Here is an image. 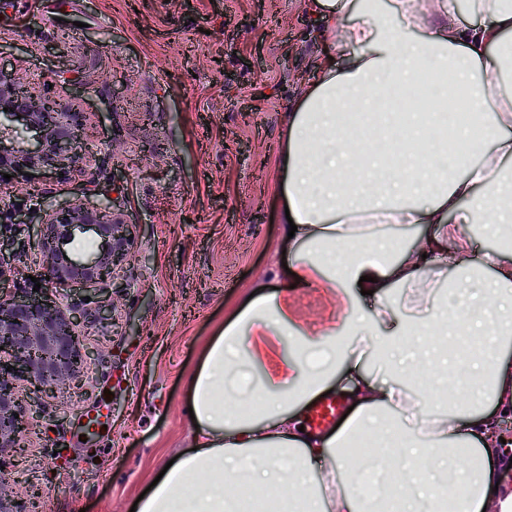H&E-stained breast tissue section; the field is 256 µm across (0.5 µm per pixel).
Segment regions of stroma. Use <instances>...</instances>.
<instances>
[{"label": "stroma", "mask_w": 512, "mask_h": 512, "mask_svg": "<svg viewBox=\"0 0 512 512\" xmlns=\"http://www.w3.org/2000/svg\"><path fill=\"white\" fill-rule=\"evenodd\" d=\"M302 0H0V64L87 117L98 150L69 173L0 186V208L112 201L134 224L131 285L112 326L87 327L90 388L43 400L14 495L46 512H130L192 444L185 371L245 296L266 283L285 205L277 154L288 111L325 46ZM4 251L14 278H44L34 237ZM106 426L85 434L80 416Z\"/></svg>", "instance_id": "35a3bbf8"}]
</instances>
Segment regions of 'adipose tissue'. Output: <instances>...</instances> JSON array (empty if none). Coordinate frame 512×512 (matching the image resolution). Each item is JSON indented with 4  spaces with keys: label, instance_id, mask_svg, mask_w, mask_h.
Wrapping results in <instances>:
<instances>
[{
    "label": "adipose tissue",
    "instance_id": "ef3b65f1",
    "mask_svg": "<svg viewBox=\"0 0 512 512\" xmlns=\"http://www.w3.org/2000/svg\"><path fill=\"white\" fill-rule=\"evenodd\" d=\"M326 57L288 113L278 166L297 227L293 282L347 305L304 326L287 290L256 291L185 377L197 424L136 512H242L265 491L291 512H383L384 499L336 486L363 434L401 435L398 458L438 457L461 487L455 512H512L502 451L512 414V253L472 257L474 224L512 237V0H305ZM467 113L448 126L449 110ZM423 243L402 242L397 227ZM451 254L444 262L443 254ZM436 334L438 345L428 344ZM460 399L422 435L398 421L406 381L426 365ZM352 410L303 430L327 394ZM408 512H439L444 482L384 475Z\"/></svg>",
    "mask_w": 512,
    "mask_h": 512
}]
</instances>
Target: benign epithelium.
I'll use <instances>...</instances> for the list:
<instances>
[{
    "instance_id": "obj_1",
    "label": "benign epithelium",
    "mask_w": 512,
    "mask_h": 512,
    "mask_svg": "<svg viewBox=\"0 0 512 512\" xmlns=\"http://www.w3.org/2000/svg\"><path fill=\"white\" fill-rule=\"evenodd\" d=\"M30 133L21 143L14 127ZM86 116L72 105L36 89L33 83L0 68V184L28 174L67 172L92 146L85 140ZM39 241L52 289L9 288L12 266L0 253V453L25 455L34 412L24 404L81 390L87 384L91 351L84 344L89 320L112 319L111 297L130 288L115 271L133 254L132 225L111 202L49 204L39 221ZM90 232L98 241L93 258L75 260L66 242ZM90 288L87 300L75 291ZM43 492L31 486L23 505L0 486V512H45Z\"/></svg>"
}]
</instances>
